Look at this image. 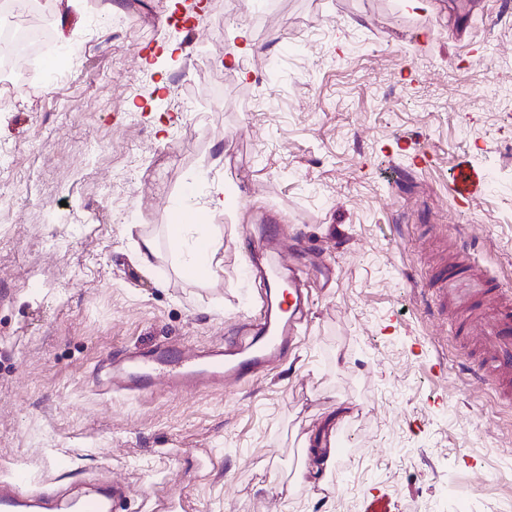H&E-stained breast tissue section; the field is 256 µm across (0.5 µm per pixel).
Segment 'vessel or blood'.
Returning <instances> with one entry per match:
<instances>
[{"instance_id": "b4317fda", "label": "vessel or blood", "mask_w": 512, "mask_h": 512, "mask_svg": "<svg viewBox=\"0 0 512 512\" xmlns=\"http://www.w3.org/2000/svg\"><path fill=\"white\" fill-rule=\"evenodd\" d=\"M455 193L459 203L472 202L483 190L484 176L467 166L454 173ZM503 304L493 308L475 303L476 317L469 329L479 336L488 352L478 360L463 357L462 369L489 385L512 378V290L503 289ZM285 309L267 316L260 336L246 349L235 345L202 354L162 344L151 351L128 356L112 368L113 389L141 393L151 389L156 374H166L176 388L210 387L223 383L240 384L263 371L287 353L296 335L297 311L304 303V292L296 276L288 278ZM27 477L16 472L0 481V512H116L123 500V490L100 475L84 481L83 497H75L68 485H57L49 494L27 493L22 489Z\"/></svg>"}]
</instances>
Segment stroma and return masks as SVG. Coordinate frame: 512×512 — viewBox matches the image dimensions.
Segmentation results:
<instances>
[{
  "mask_svg": "<svg viewBox=\"0 0 512 512\" xmlns=\"http://www.w3.org/2000/svg\"><path fill=\"white\" fill-rule=\"evenodd\" d=\"M46 2L53 41L0 109V474L35 493L98 472L118 512L163 492L193 512H512V408L460 372L467 316L437 314L430 282L512 287V0ZM461 162L487 178L467 205ZM179 209L217 250L207 276L168 239ZM263 224L282 266L309 248L286 357L239 386L108 390L126 352L259 323ZM327 428L318 496L295 475Z\"/></svg>",
  "mask_w": 512,
  "mask_h": 512,
  "instance_id": "obj_1",
  "label": "stroma"
}]
</instances>
